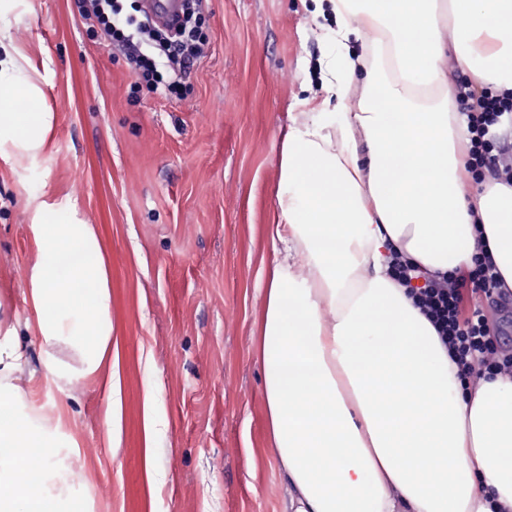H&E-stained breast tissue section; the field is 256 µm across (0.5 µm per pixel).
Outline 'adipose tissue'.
I'll use <instances>...</instances> for the list:
<instances>
[{"label":"adipose tissue","instance_id":"ef3b65f1","mask_svg":"<svg viewBox=\"0 0 512 512\" xmlns=\"http://www.w3.org/2000/svg\"><path fill=\"white\" fill-rule=\"evenodd\" d=\"M335 30L326 96L282 142L272 242L254 340L272 452L290 512H512V377L460 392L459 365L391 273L401 255L444 276L484 256L512 290V187L469 190L465 117L449 74L512 90V0H314ZM0 0V159L46 143L54 117ZM364 37L367 56L345 49ZM38 203L24 323L0 320V512H87L70 492L79 443L53 397L117 361L94 225ZM40 375L19 383L24 337ZM38 469L40 481L28 473Z\"/></svg>","mask_w":512,"mask_h":512}]
</instances>
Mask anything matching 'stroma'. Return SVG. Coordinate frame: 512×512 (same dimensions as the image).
<instances>
[{
    "instance_id": "35a3bbf8",
    "label": "stroma",
    "mask_w": 512,
    "mask_h": 512,
    "mask_svg": "<svg viewBox=\"0 0 512 512\" xmlns=\"http://www.w3.org/2000/svg\"><path fill=\"white\" fill-rule=\"evenodd\" d=\"M313 9L203 0L205 53L176 96L135 86L132 60L99 44L78 0H19L10 17L54 128L42 152L0 160V297L12 317L27 316L31 200L75 204L110 274L118 458L105 443L108 371L76 384L70 402L84 463L73 487L90 512H284L253 340L277 257L267 226L282 138L322 99L320 35L335 19ZM149 390L166 425L154 461L168 478L155 487L144 459Z\"/></svg>"
}]
</instances>
